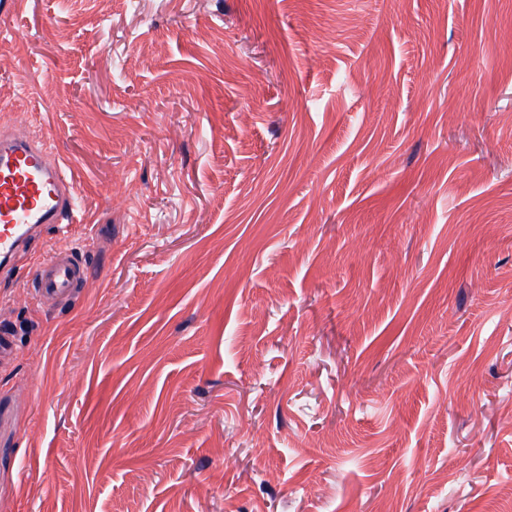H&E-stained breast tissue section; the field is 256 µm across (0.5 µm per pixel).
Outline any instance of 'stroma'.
Returning a JSON list of instances; mask_svg holds the SVG:
<instances>
[{
    "label": "stroma",
    "mask_w": 512,
    "mask_h": 512,
    "mask_svg": "<svg viewBox=\"0 0 512 512\" xmlns=\"http://www.w3.org/2000/svg\"><path fill=\"white\" fill-rule=\"evenodd\" d=\"M0 103L93 244L0 512H512V0H26Z\"/></svg>",
    "instance_id": "obj_1"
}]
</instances>
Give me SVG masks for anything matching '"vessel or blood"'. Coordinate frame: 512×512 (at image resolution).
Listing matches in <instances>:
<instances>
[{"label":"vessel or blood","mask_w":512,"mask_h":512,"mask_svg":"<svg viewBox=\"0 0 512 512\" xmlns=\"http://www.w3.org/2000/svg\"><path fill=\"white\" fill-rule=\"evenodd\" d=\"M79 211V191L49 142L0 124V261L24 253L43 232L67 236ZM88 276L81 252L56 250L27 270L36 299L78 294Z\"/></svg>","instance_id":"b4317fda"}]
</instances>
